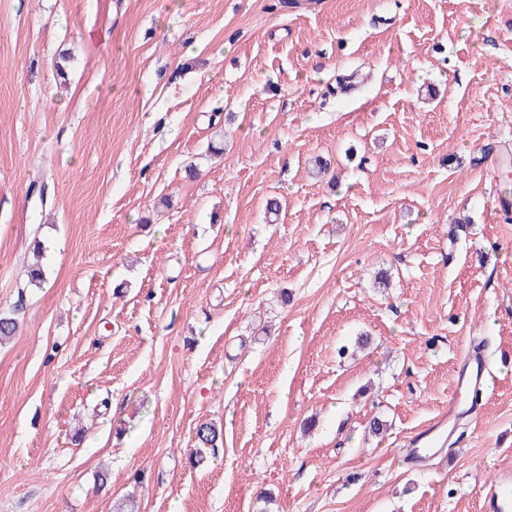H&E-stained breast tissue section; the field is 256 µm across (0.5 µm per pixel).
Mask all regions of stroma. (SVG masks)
Instances as JSON below:
<instances>
[{"label":"stroma","instance_id":"stroma-1","mask_svg":"<svg viewBox=\"0 0 512 512\" xmlns=\"http://www.w3.org/2000/svg\"><path fill=\"white\" fill-rule=\"evenodd\" d=\"M504 199L512 0H0V512H485ZM460 365L463 367L461 366L459 368L453 380V389L451 399L448 403V410L444 409L424 430L415 435L410 445L412 446V448H410L411 454H417L419 452L420 448L417 447L420 442V439H417L419 436H428L436 432L442 428L454 414L457 408V396L463 387L474 386V388H479L480 385L483 386L486 366L482 361L473 358L469 352L464 355V360ZM465 365L466 368L464 370Z\"/></svg>","mask_w":512,"mask_h":512}]
</instances>
